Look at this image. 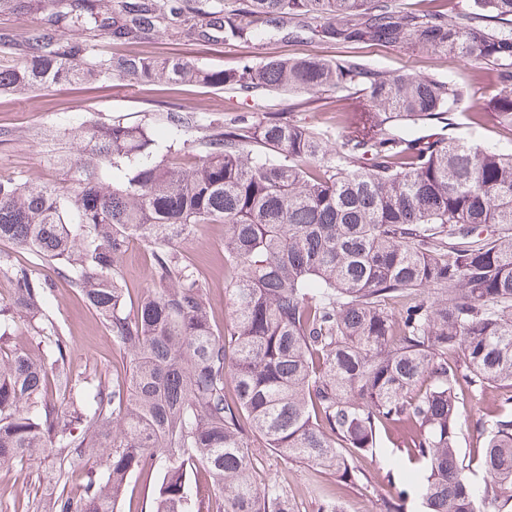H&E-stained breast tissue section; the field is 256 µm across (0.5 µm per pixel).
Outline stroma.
<instances>
[{"label": "stroma", "mask_w": 512, "mask_h": 512, "mask_svg": "<svg viewBox=\"0 0 512 512\" xmlns=\"http://www.w3.org/2000/svg\"><path fill=\"white\" fill-rule=\"evenodd\" d=\"M103 52L114 56L177 55L213 70L237 69L243 65H260L274 56L317 55L336 58L355 55L363 62L394 76H433L452 78L468 84L469 95L460 105L455 124L448 129L433 125V132L448 135L480 146L508 147L511 142L492 121L474 122V113L484 111L495 88L490 71L473 70L445 56L415 55L402 48L353 45L342 46L301 36L295 39L261 37L243 45L235 42L202 43L174 30H160L147 39L117 45L108 35L98 37ZM343 90L325 88L314 92L276 95L266 91L239 93L218 90L202 84L171 85L160 81L141 85L134 79L114 78L105 85H55L36 92L0 93V174L32 183H59L62 173L47 162L45 131H61L85 122L106 125L114 121L141 125L152 132L160 147L197 151L200 141L213 129L245 113L253 122L262 121L265 113L280 112L292 122L326 130L330 139H338L341 128L336 123V102ZM184 111L190 123L182 131H173L167 121L169 112ZM416 126V133H425ZM181 253L190 257L200 279L206 284L207 298L219 328L230 324L231 304L224 283V227L204 225L180 243ZM49 310L71 338V360L75 371L123 378L129 373L126 355L113 344L104 326L87 307L78 292L58 287L50 296ZM393 441L380 435L375 452L357 461L360 474L369 478L367 489L357 491L340 482L335 473L310 464L287 461L276 453L254 444L251 448L260 485H273L296 504L298 512H322L325 500L344 505L358 504L364 512H383V500L396 491L406 490L403 512H418L419 493L408 482V471H401L394 482L385 478V464L393 456Z\"/></svg>", "instance_id": "35a3bbf8"}]
</instances>
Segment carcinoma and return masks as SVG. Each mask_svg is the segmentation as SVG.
I'll return each instance as SVG.
<instances>
[{"instance_id":"1","label":"carcinoma","mask_w":512,"mask_h":512,"mask_svg":"<svg viewBox=\"0 0 512 512\" xmlns=\"http://www.w3.org/2000/svg\"><path fill=\"white\" fill-rule=\"evenodd\" d=\"M48 26L0 34V91L161 78L227 90L353 89L339 141L270 112L202 140L189 158L146 128L114 122L54 135L61 185L0 176V242L77 289L129 356L124 380L73 369L51 315V283L10 266L0 301V470L51 469L48 512H116L128 480L151 512H296L257 488L251 443L359 483L354 461L393 431L419 470L423 512H512V394L462 416L466 392L512 389V150L395 126L453 125L469 88L392 76L355 55L209 70L176 57H109L159 29L248 42L272 24L336 45L442 53L495 71L480 120L512 137V0L406 12L399 0H33ZM78 33L71 39L67 34ZM258 143L262 154H252ZM224 225L231 324L177 245ZM152 249L132 300L129 238ZM32 333L30 347L14 337ZM471 432L478 458L460 452ZM79 479V493L69 485Z\"/></svg>"}]
</instances>
